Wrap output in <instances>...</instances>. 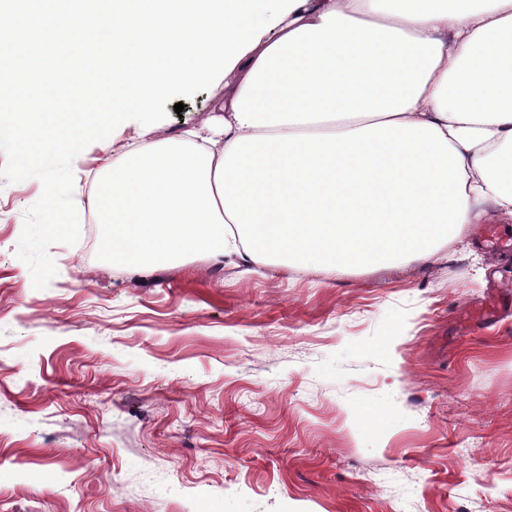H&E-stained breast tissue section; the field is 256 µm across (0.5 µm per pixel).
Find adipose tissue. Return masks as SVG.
I'll list each match as a JSON object with an SVG mask.
<instances>
[{
    "label": "adipose tissue",
    "instance_id": "obj_1",
    "mask_svg": "<svg viewBox=\"0 0 512 512\" xmlns=\"http://www.w3.org/2000/svg\"><path fill=\"white\" fill-rule=\"evenodd\" d=\"M212 109L89 193L113 265L380 268L512 218V0H306Z\"/></svg>",
    "mask_w": 512,
    "mask_h": 512
}]
</instances>
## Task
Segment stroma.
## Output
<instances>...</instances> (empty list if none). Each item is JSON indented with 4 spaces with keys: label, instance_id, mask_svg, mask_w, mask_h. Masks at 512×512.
I'll list each match as a JSON object with an SVG mask.
<instances>
[{
    "label": "stroma",
    "instance_id": "stroma-1",
    "mask_svg": "<svg viewBox=\"0 0 512 512\" xmlns=\"http://www.w3.org/2000/svg\"><path fill=\"white\" fill-rule=\"evenodd\" d=\"M223 79L154 123L208 119ZM72 164L76 244L34 288L38 179H0V512H512V221L376 271L113 267Z\"/></svg>",
    "mask_w": 512,
    "mask_h": 512
}]
</instances>
